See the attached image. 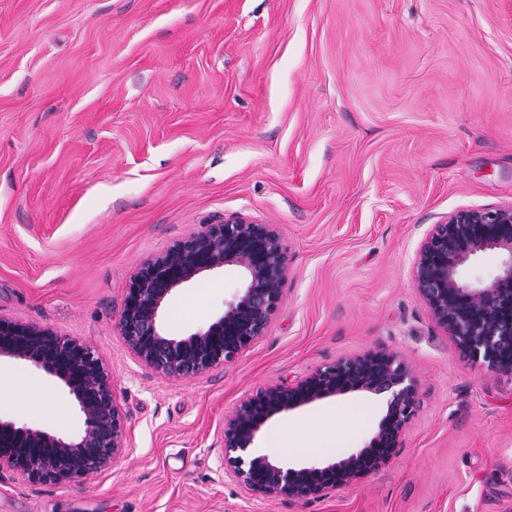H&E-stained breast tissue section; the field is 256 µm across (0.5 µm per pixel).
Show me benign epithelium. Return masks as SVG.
I'll return each instance as SVG.
<instances>
[{"instance_id": "benign-epithelium-1", "label": "benign epithelium", "mask_w": 512, "mask_h": 512, "mask_svg": "<svg viewBox=\"0 0 512 512\" xmlns=\"http://www.w3.org/2000/svg\"><path fill=\"white\" fill-rule=\"evenodd\" d=\"M487 250L506 254L508 261L485 285L464 281L461 268ZM226 267L240 273L239 297L207 327L184 338L168 335L161 323L167 297ZM287 277L277 225L242 219L208 224L143 263L123 300L122 339L136 361L158 374L200 375L231 362L266 334ZM414 284L435 324L471 367L512 373V204L458 210L433 225L418 252ZM1 358L61 381L78 405L83 430L63 438L0 420V473H17L32 485H70L112 467L125 448L124 417L112 374L93 347L49 328L0 318ZM351 392L386 397V412L364 447L337 461L307 466L249 452L272 416ZM419 408L413 371L396 353L379 348L339 358L241 402L224 425V475L254 495L318 497L389 464Z\"/></svg>"}]
</instances>
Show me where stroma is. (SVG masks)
<instances>
[{"instance_id":"obj_1","label":"stroma","mask_w":512,"mask_h":512,"mask_svg":"<svg viewBox=\"0 0 512 512\" xmlns=\"http://www.w3.org/2000/svg\"><path fill=\"white\" fill-rule=\"evenodd\" d=\"M512 204V0H0V317L102 356L125 418L111 469L71 486L0 474V512H512V374L470 369L413 282L460 209ZM277 225L288 257L266 335L200 376L139 364L119 327L142 262L208 224ZM232 268L167 299L185 337L241 294ZM396 351L421 407L391 463L308 501L225 477L240 401L336 359ZM0 393V420L62 437L63 384ZM349 393L271 417L259 439L332 459L377 430Z\"/></svg>"}]
</instances>
